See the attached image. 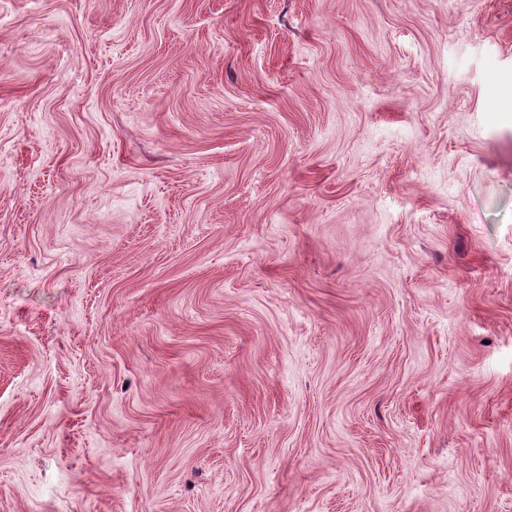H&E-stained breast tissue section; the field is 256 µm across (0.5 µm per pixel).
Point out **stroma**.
<instances>
[{"instance_id": "stroma-1", "label": "stroma", "mask_w": 512, "mask_h": 512, "mask_svg": "<svg viewBox=\"0 0 512 512\" xmlns=\"http://www.w3.org/2000/svg\"><path fill=\"white\" fill-rule=\"evenodd\" d=\"M0 512H512V0H0Z\"/></svg>"}]
</instances>
